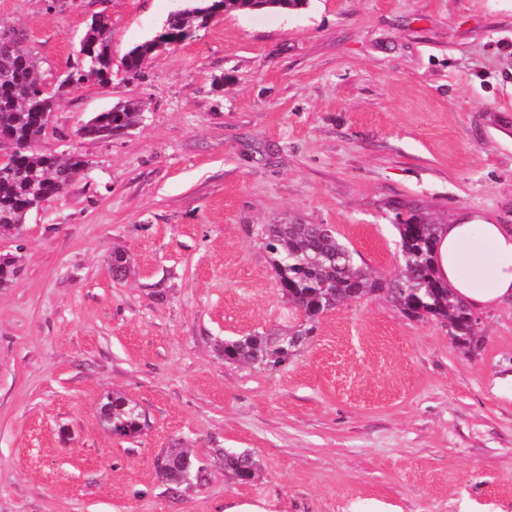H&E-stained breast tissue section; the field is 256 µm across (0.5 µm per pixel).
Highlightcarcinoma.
Here are the masks:
<instances>
[{
  "mask_svg": "<svg viewBox=\"0 0 512 512\" xmlns=\"http://www.w3.org/2000/svg\"><path fill=\"white\" fill-rule=\"evenodd\" d=\"M192 5L169 17L156 38L134 47L126 56V71L137 76L145 61L163 44L179 43L190 35L188 20L208 24L229 11L256 12L266 9H297L305 0H191ZM14 47L0 51V139L12 141L16 150L9 166L0 168V231H18L37 205L67 192L83 177L88 161L81 154L60 160L40 151L37 141L56 108L62 91L41 94L42 77L37 60L23 45V35L12 31ZM112 30L105 16L91 25L79 44L82 66L73 68V79L105 83L112 73ZM143 117L138 102L127 100L99 112L86 125L87 135L110 139L137 126ZM393 226L400 243L401 276L383 280L356 264L354 252L325 224H269L265 248L276 275L282 298L299 309L308 326L293 332L250 335L228 340L221 346L227 362L243 361L273 370L288 362L313 330L311 324L336 306L383 293L405 315L430 317L448 324V333L463 345L476 338L477 319L461 299L455 297L438 276L435 247L440 225L418 206L396 204ZM21 266L15 257H0V288L14 286ZM104 421L116 433L131 436L141 431V414L125 396L112 394L101 407ZM224 470L239 482H250L258 470L253 457L244 452L219 448ZM167 466L163 481L174 490L205 479V468L195 465L186 448H170L164 454Z\"/></svg>",
  "mask_w": 512,
  "mask_h": 512,
  "instance_id": "carcinoma-1",
  "label": "carcinoma"
}]
</instances>
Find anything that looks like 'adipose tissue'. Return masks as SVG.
<instances>
[{"label":"adipose tissue","instance_id":"1","mask_svg":"<svg viewBox=\"0 0 512 512\" xmlns=\"http://www.w3.org/2000/svg\"><path fill=\"white\" fill-rule=\"evenodd\" d=\"M436 268L470 308L512 301V227L477 220L444 225L438 234Z\"/></svg>","mask_w":512,"mask_h":512}]
</instances>
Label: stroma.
<instances>
[{"instance_id": "obj_1", "label": "stroma", "mask_w": 512, "mask_h": 512, "mask_svg": "<svg viewBox=\"0 0 512 512\" xmlns=\"http://www.w3.org/2000/svg\"><path fill=\"white\" fill-rule=\"evenodd\" d=\"M174 7L0 0L48 84L92 15L112 25L110 83L62 95L39 142L88 171L0 234L22 259L0 291V512H512L511 304L478 313L473 349L378 294L322 315L277 370L217 352L303 320L265 225H329L385 280L400 272L393 202L512 225V0L228 12L129 78L125 55ZM132 98L139 126L80 136ZM115 391L140 433L104 425ZM176 443L207 479L172 493L157 460ZM219 448L253 455L255 479L225 472Z\"/></svg>"}]
</instances>
